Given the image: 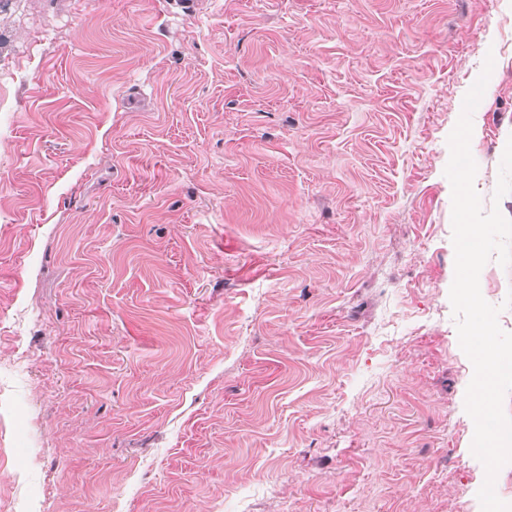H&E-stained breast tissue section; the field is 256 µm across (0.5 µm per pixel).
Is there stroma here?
<instances>
[{"label": "stroma", "instance_id": "stroma-1", "mask_svg": "<svg viewBox=\"0 0 512 512\" xmlns=\"http://www.w3.org/2000/svg\"><path fill=\"white\" fill-rule=\"evenodd\" d=\"M0 512H482L448 137L494 201L512 0L0 18ZM480 290L512 332V264Z\"/></svg>", "mask_w": 512, "mask_h": 512}]
</instances>
